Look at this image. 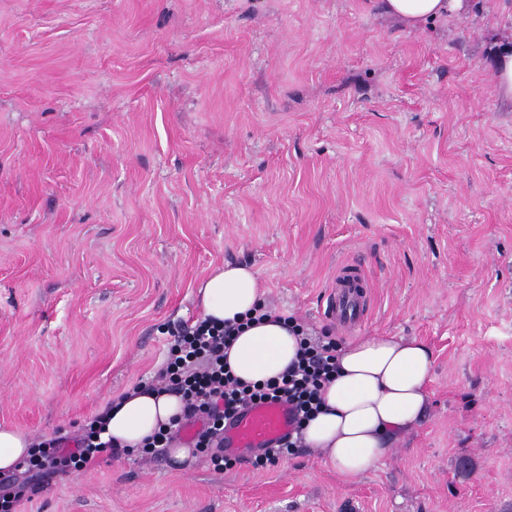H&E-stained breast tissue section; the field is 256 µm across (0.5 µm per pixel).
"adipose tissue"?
<instances>
[{
    "label": "adipose tissue",
    "mask_w": 512,
    "mask_h": 512,
    "mask_svg": "<svg viewBox=\"0 0 512 512\" xmlns=\"http://www.w3.org/2000/svg\"><path fill=\"white\" fill-rule=\"evenodd\" d=\"M383 13L419 29L438 18L463 15L469 0H380ZM203 317L241 322L263 300L252 267L227 262L198 289ZM299 339L282 320L268 318L241 332L227 351L235 377L263 382L295 361ZM433 353L415 338L360 336L338 350V371L322 391L323 406L304 430L306 448L345 479L358 478L388 457L394 445L423 421L429 403ZM179 394L147 387L129 389L103 415L102 440L134 450L181 415ZM33 450L22 432L0 429V475L23 471Z\"/></svg>",
    "instance_id": "adipose-tissue-1"
}]
</instances>
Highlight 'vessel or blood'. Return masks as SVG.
<instances>
[{
    "label": "vessel or blood",
    "instance_id": "vessel-or-blood-1",
    "mask_svg": "<svg viewBox=\"0 0 512 512\" xmlns=\"http://www.w3.org/2000/svg\"><path fill=\"white\" fill-rule=\"evenodd\" d=\"M363 273L350 267L336 274V287L330 312L337 323L356 322L364 312L369 294ZM292 428L291 411L287 403L268 401L256 404L239 414L224 431L226 448L246 455L256 448L273 445Z\"/></svg>",
    "mask_w": 512,
    "mask_h": 512
}]
</instances>
